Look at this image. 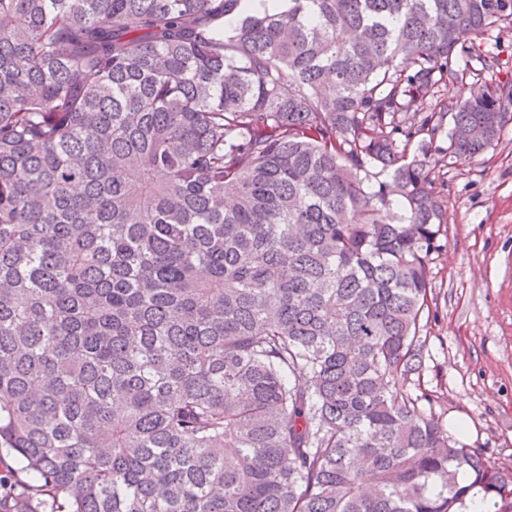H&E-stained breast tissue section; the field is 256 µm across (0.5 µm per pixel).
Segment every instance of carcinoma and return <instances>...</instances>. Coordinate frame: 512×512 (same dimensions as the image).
<instances>
[{"instance_id": "cac0c4a2", "label": "carcinoma", "mask_w": 512, "mask_h": 512, "mask_svg": "<svg viewBox=\"0 0 512 512\" xmlns=\"http://www.w3.org/2000/svg\"><path fill=\"white\" fill-rule=\"evenodd\" d=\"M504 28L512 0H0V454L38 477L0 512L511 494L420 406L444 213L408 158L449 112V157L498 140L511 80L440 92Z\"/></svg>"}]
</instances>
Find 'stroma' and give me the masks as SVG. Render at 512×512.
Masks as SVG:
<instances>
[{"mask_svg": "<svg viewBox=\"0 0 512 512\" xmlns=\"http://www.w3.org/2000/svg\"><path fill=\"white\" fill-rule=\"evenodd\" d=\"M500 64L482 79L451 81L448 103L479 92L482 83L512 79V29L483 43ZM452 115L410 152L429 163L445 210L432 255L423 386L449 430L466 424L462 440L484 449L497 468L512 469V121L494 146L466 162L445 157Z\"/></svg>", "mask_w": 512, "mask_h": 512, "instance_id": "1", "label": "stroma"}]
</instances>
